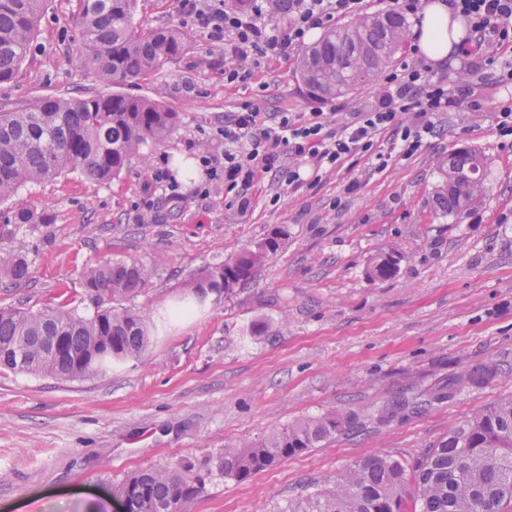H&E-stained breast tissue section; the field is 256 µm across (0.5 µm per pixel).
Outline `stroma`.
Listing matches in <instances>:
<instances>
[{
  "label": "stroma",
  "instance_id": "35a3bbf8",
  "mask_svg": "<svg viewBox=\"0 0 512 512\" xmlns=\"http://www.w3.org/2000/svg\"><path fill=\"white\" fill-rule=\"evenodd\" d=\"M77 0H47L30 52L0 84V107L40 97L91 95L103 86L82 52ZM144 29L172 25L187 50L123 86L177 112L160 145L106 183L77 172L20 188L0 204V255L25 251L30 279H0V307L63 306L92 314L86 267L124 260L147 266L148 286L124 305L151 329L136 360L103 375L65 380L0 370V512H123L113 490L132 473L176 460L202 464L224 447H244L270 429L352 408L367 427L339 434L238 482L212 473L183 512H279L289 499L327 488L374 454L421 457L454 423L512 397V147L494 130L498 89L483 88L482 115L447 112L438 133L388 170L331 173L316 185L270 179L240 210L224 183L209 180L199 149H224V119L250 104L270 116L359 112L377 84L336 99L313 96L295 59L272 56L246 84L224 82V50L193 30L177 0H138ZM469 147L485 162L487 192L461 223L433 201L439 161ZM165 167L180 197L152 178ZM26 208L47 223L15 228ZM284 247L219 301L170 318L208 265L234 257L273 229ZM395 253V273L373 267ZM499 367L486 385L440 400L386 425L376 419L400 393H427L462 372Z\"/></svg>",
  "mask_w": 512,
  "mask_h": 512
}]
</instances>
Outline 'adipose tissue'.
I'll use <instances>...</instances> for the list:
<instances>
[{"mask_svg":"<svg viewBox=\"0 0 512 512\" xmlns=\"http://www.w3.org/2000/svg\"><path fill=\"white\" fill-rule=\"evenodd\" d=\"M464 26L462 17L444 0H428L416 25L422 53L429 61H443L459 43Z\"/></svg>","mask_w":512,"mask_h":512,"instance_id":"1","label":"adipose tissue"}]
</instances>
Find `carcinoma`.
Wrapping results in <instances>:
<instances>
[{"label":"carcinoma","mask_w":512,"mask_h":512,"mask_svg":"<svg viewBox=\"0 0 512 512\" xmlns=\"http://www.w3.org/2000/svg\"><path fill=\"white\" fill-rule=\"evenodd\" d=\"M44 0H0V83L12 80L33 39ZM137 0H79L78 21L85 33L83 50L105 86L132 83L162 64L180 57L189 35L169 27L142 29L134 16ZM407 19L392 10L367 14L328 31L301 55L297 71L314 95L337 98L376 80L408 39ZM177 113L163 105L119 92L85 97H49L23 109H0V203L23 186L49 181L76 170L104 183L119 175L149 143L172 132ZM442 184L435 206L458 220L487 191L480 154L463 148L439 163ZM13 223L44 224L46 216L21 209ZM288 239L274 230L251 249L205 268L191 284L195 303L207 291L228 294L246 283L254 270ZM30 275L22 253L0 259V277L17 286ZM143 265L116 260L83 273L84 288H96L101 299H129L148 284ZM68 336L69 354L54 356L45 338ZM150 331L145 319L130 309L103 306L91 317L63 307L37 313L0 308V368L35 376L82 378L112 370L145 351ZM26 344L18 361L10 350ZM497 375L484 366L459 380L480 386ZM437 393L413 396L386 408L419 410L438 400ZM355 412H334L271 430L244 448L225 447L215 457L225 477L244 481L280 461L317 447L354 427ZM206 474L190 462L163 469L144 468L118 488L126 512H169L178 497L187 502L205 487ZM278 512H512V398L473 414L448 429L421 458L409 464L388 455H373L342 472L334 487L288 501Z\"/></svg>","instance_id":"cac0c4a2"}]
</instances>
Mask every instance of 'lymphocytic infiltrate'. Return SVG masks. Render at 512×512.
Returning <instances> with one entry per match:
<instances>
[{
	"instance_id": "lymphocytic-infiltrate-1",
	"label": "lymphocytic infiltrate",
	"mask_w": 512,
	"mask_h": 512,
	"mask_svg": "<svg viewBox=\"0 0 512 512\" xmlns=\"http://www.w3.org/2000/svg\"><path fill=\"white\" fill-rule=\"evenodd\" d=\"M461 15L469 36L460 54L474 70H487L502 91L494 112L500 139L512 138V0H448ZM181 13L198 30L224 44V80L247 81L261 59L289 56L313 29L327 28L339 19L359 14L364 0H288L282 25L261 23L269 12L268 0H255L249 11L226 7L224 0H179ZM485 108L475 84H451L432 75L420 59L408 57L381 78L379 96L366 110L350 113L332 123L324 112L298 118L282 113L266 120L257 105L233 113L224 123V153L202 154L200 162L212 177L223 179L227 190L237 191L238 205L247 208V190L265 174L286 171L288 181L317 184L327 174L373 160L376 171L388 169L393 156L412 157L434 134L435 119L444 112L481 114ZM389 134L387 149H379L382 134Z\"/></svg>"
}]
</instances>
